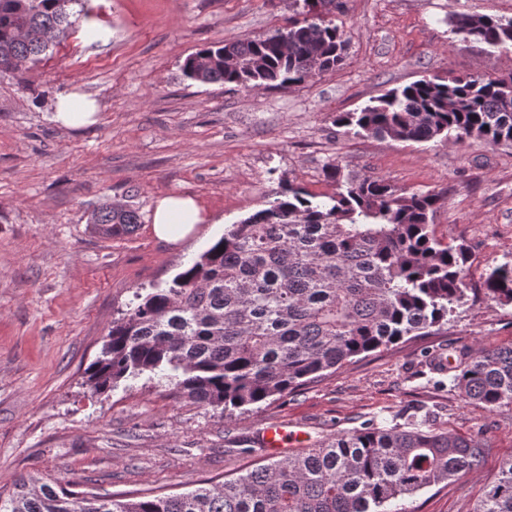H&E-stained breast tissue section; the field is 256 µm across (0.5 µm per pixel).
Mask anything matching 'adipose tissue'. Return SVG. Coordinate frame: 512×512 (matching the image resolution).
Segmentation results:
<instances>
[{
    "label": "adipose tissue",
    "mask_w": 512,
    "mask_h": 512,
    "mask_svg": "<svg viewBox=\"0 0 512 512\" xmlns=\"http://www.w3.org/2000/svg\"><path fill=\"white\" fill-rule=\"evenodd\" d=\"M53 119L66 128H84L96 123L97 105L79 91L63 93L56 99ZM206 221L203 208L193 197L167 195L155 201L152 230L166 243L182 242L194 232L196 225Z\"/></svg>",
    "instance_id": "obj_1"
}]
</instances>
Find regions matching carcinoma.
Here are the masks:
<instances>
[{
	"mask_svg": "<svg viewBox=\"0 0 512 512\" xmlns=\"http://www.w3.org/2000/svg\"><path fill=\"white\" fill-rule=\"evenodd\" d=\"M78 0H0V64L36 60L60 43ZM301 17L256 40L226 41L183 63L201 83L277 87L343 60V31L329 19L336 0H302ZM452 32L493 48L512 46V20L460 14ZM247 65L224 68V56ZM338 123L356 135L409 142L483 139L512 145V73L422 79L393 89ZM325 200L288 185L269 207L231 225L166 288L135 294L112 320L85 371L97 394L123 380L157 376L197 403L224 410L282 397L326 371L429 336L470 291L465 241L430 231L437 198L406 193L379 178L341 179ZM91 223L122 236L140 223L130 206L101 204ZM485 296L512 304V261L491 269ZM466 401L491 411L512 406V345L470 347L448 364ZM486 442L437 431L429 419L390 429L361 428L261 465L220 485L138 499L75 492L31 475L0 492V512H399L398 501L478 471ZM475 512H512V460Z\"/></svg>",
	"mask_w": 512,
	"mask_h": 512,
	"instance_id": "1",
	"label": "carcinoma"
}]
</instances>
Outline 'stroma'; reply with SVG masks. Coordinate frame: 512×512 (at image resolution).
<instances>
[{
    "mask_svg": "<svg viewBox=\"0 0 512 512\" xmlns=\"http://www.w3.org/2000/svg\"><path fill=\"white\" fill-rule=\"evenodd\" d=\"M347 49L336 70L247 90L186 78L187 56L257 39L297 15L293 0H88L69 36L37 62L0 73V492L23 474L75 490L179 494L273 461L266 422L303 431L307 448L371 423L429 416L434 428L486 439L481 469L401 502L407 512H473L512 459V407L463 400L443 366L471 346L512 344V304L481 294L512 260V146L348 134L337 115L429 76L512 71V50L465 42L462 13L512 19V0H340ZM96 99L99 122L54 123L60 93ZM437 195V239L471 248L467 297L447 330L408 336L249 411L176 396L166 381L93 394L84 371L134 292L166 287L231 224L288 184L328 195L323 167ZM189 194L209 223L173 248L152 232L157 197ZM140 223L107 237L104 202Z\"/></svg>",
    "mask_w": 512,
    "mask_h": 512,
    "instance_id": "obj_1",
    "label": "stroma"
}]
</instances>
